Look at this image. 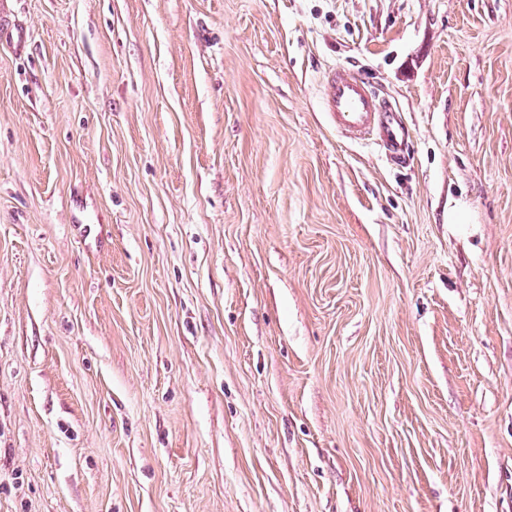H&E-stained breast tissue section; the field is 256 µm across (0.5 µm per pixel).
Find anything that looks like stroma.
Instances as JSON below:
<instances>
[{
  "label": "stroma",
  "instance_id": "1",
  "mask_svg": "<svg viewBox=\"0 0 512 512\" xmlns=\"http://www.w3.org/2000/svg\"><path fill=\"white\" fill-rule=\"evenodd\" d=\"M5 9L0 512H512V0ZM321 107L342 137L375 144L394 163L410 151L411 135L401 113L385 102L367 78L347 68H333L325 76Z\"/></svg>",
  "mask_w": 512,
  "mask_h": 512
}]
</instances>
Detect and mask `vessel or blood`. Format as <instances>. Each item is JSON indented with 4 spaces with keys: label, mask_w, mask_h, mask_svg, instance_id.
<instances>
[{
    "label": "vessel or blood",
    "mask_w": 512,
    "mask_h": 512,
    "mask_svg": "<svg viewBox=\"0 0 512 512\" xmlns=\"http://www.w3.org/2000/svg\"><path fill=\"white\" fill-rule=\"evenodd\" d=\"M321 107L345 139L374 144L395 163L407 158L409 129L400 112L376 93L367 78L346 68L331 69L322 85Z\"/></svg>",
    "instance_id": "b4317fda"
}]
</instances>
